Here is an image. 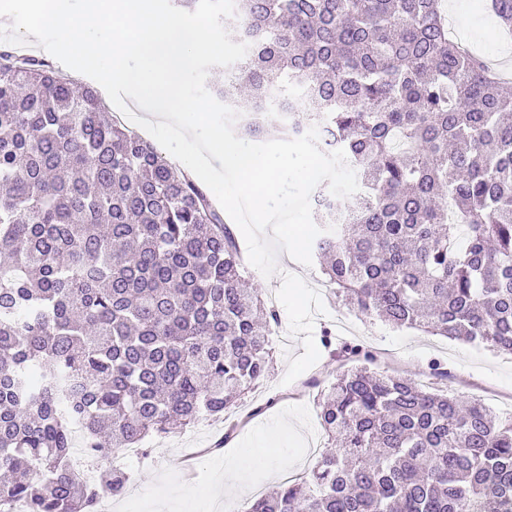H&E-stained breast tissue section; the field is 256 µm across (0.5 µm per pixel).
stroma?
Segmentation results:
<instances>
[{"label":"stroma","instance_id":"35a3bbf8","mask_svg":"<svg viewBox=\"0 0 512 512\" xmlns=\"http://www.w3.org/2000/svg\"><path fill=\"white\" fill-rule=\"evenodd\" d=\"M481 27L490 31L481 39L468 28L459 33L477 52H496L512 59V44L495 33V21L484 0H471ZM278 272L264 278L256 269L246 274L263 297L273 298L286 343H273V368L254 391L242 396L225 418H206L182 433L148 439L146 458L129 460L132 480L122 497L112 499L111 512H179L183 492H199L213 483L221 466L234 461L249 436L266 430L271 457L287 456L292 473L306 475L313 466L315 448H326L320 424L321 393L347 364L322 344L324 333L337 342H357L372 350L373 370L411 378L451 396L478 399L500 415L512 414V356L463 344L416 329L396 328L381 320H366L348 311L327 286L319 263L306 266L287 253L277 255ZM444 362L447 381L435 379L432 361ZM287 417L288 431L272 429Z\"/></svg>","mask_w":512,"mask_h":512}]
</instances>
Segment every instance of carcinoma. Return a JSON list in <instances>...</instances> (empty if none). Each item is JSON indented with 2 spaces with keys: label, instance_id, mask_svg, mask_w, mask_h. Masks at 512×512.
I'll return each instance as SVG.
<instances>
[{
  "label": "carcinoma",
  "instance_id": "1",
  "mask_svg": "<svg viewBox=\"0 0 512 512\" xmlns=\"http://www.w3.org/2000/svg\"><path fill=\"white\" fill-rule=\"evenodd\" d=\"M247 55L215 95L247 138L275 105L345 152L357 206L317 209L323 272L356 313L512 355V84L448 40L441 0H236ZM512 34V0H490ZM295 89L302 112H285ZM0 512H96L129 480L88 456L221 416L270 369L274 307L243 287L208 191L105 117L97 92L0 48ZM322 395L330 447L247 512H512V419L373 354Z\"/></svg>",
  "mask_w": 512,
  "mask_h": 512
}]
</instances>
